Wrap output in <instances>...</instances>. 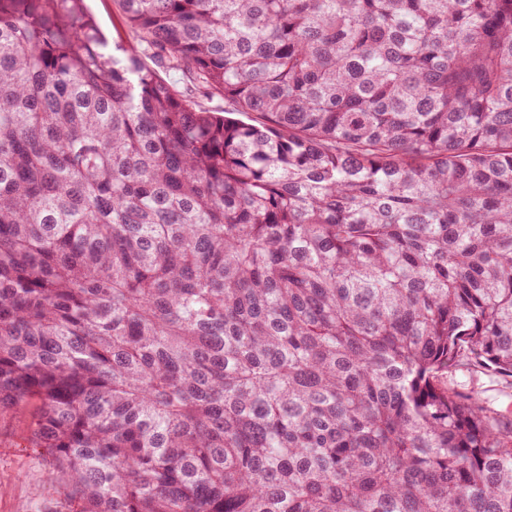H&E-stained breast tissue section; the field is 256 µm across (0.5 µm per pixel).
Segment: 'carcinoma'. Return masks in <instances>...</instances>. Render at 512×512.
Instances as JSON below:
<instances>
[{"mask_svg":"<svg viewBox=\"0 0 512 512\" xmlns=\"http://www.w3.org/2000/svg\"><path fill=\"white\" fill-rule=\"evenodd\" d=\"M119 3L0 0V413L81 512H512V0ZM87 10L96 19L105 39L106 50L122 57V51L118 46L126 48L134 40L127 31L124 15L117 0H86ZM448 383L464 393L477 394L501 418L512 421V377H501L461 364L448 373Z\"/></svg>","mask_w":512,"mask_h":512,"instance_id":"cac0c4a2","label":"carcinoma"}]
</instances>
